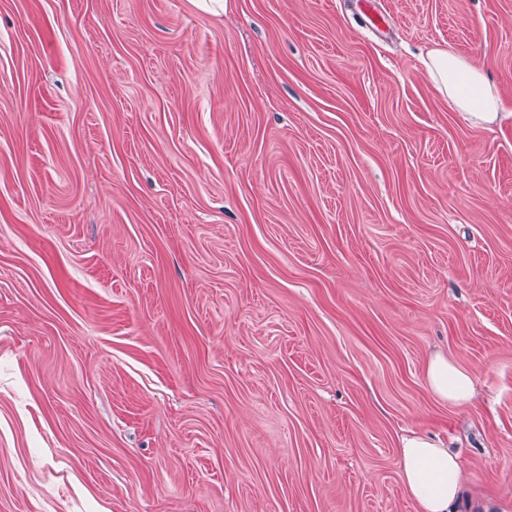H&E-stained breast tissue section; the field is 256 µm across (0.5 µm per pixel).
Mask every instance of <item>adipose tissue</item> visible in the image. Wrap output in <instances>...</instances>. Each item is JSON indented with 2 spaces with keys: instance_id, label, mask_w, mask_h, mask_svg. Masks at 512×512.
Wrapping results in <instances>:
<instances>
[{
  "instance_id": "obj_1",
  "label": "adipose tissue",
  "mask_w": 512,
  "mask_h": 512,
  "mask_svg": "<svg viewBox=\"0 0 512 512\" xmlns=\"http://www.w3.org/2000/svg\"><path fill=\"white\" fill-rule=\"evenodd\" d=\"M433 85L456 111L485 124L502 115L503 102L485 70L465 57L446 49L430 52L424 62ZM433 396L461 404L474 396L470 372L442 355L432 357L425 370ZM399 466L407 494L418 512H449L462 493V467L456 452L421 435L402 438Z\"/></svg>"
}]
</instances>
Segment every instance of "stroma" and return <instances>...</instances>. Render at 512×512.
I'll return each mask as SVG.
<instances>
[{"label":"stroma","mask_w":512,"mask_h":512,"mask_svg":"<svg viewBox=\"0 0 512 512\" xmlns=\"http://www.w3.org/2000/svg\"><path fill=\"white\" fill-rule=\"evenodd\" d=\"M411 433L512 512V0H0V512H417ZM423 64L433 85L457 112L485 124L495 123L504 114L503 102L481 65L449 49L433 50ZM425 376L431 393L441 401L461 404L469 402L474 396V382L470 372L443 355L429 360Z\"/></svg>","instance_id":"stroma-1"}]
</instances>
